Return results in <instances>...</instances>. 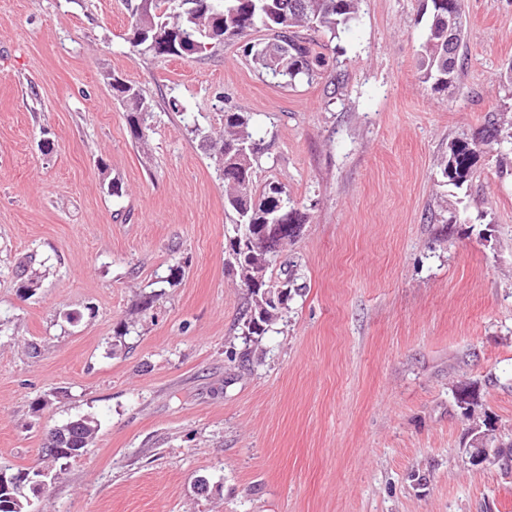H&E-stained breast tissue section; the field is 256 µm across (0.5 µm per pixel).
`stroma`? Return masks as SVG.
<instances>
[{
	"label": "stroma",
	"instance_id": "obj_1",
	"mask_svg": "<svg viewBox=\"0 0 512 512\" xmlns=\"http://www.w3.org/2000/svg\"><path fill=\"white\" fill-rule=\"evenodd\" d=\"M423 3L359 0L291 86L247 61L261 29L156 59L127 0H0V464L98 423L31 512H512V469L465 452L471 423L512 433V0H463L445 93L420 80ZM111 74L152 105L141 143ZM228 109L252 117L256 186L305 216L273 272L300 293L249 346L224 180L188 131ZM491 113L455 188L449 146ZM478 132L481 133L479 142L474 136L471 142L458 141L449 147L448 163L443 174L456 188H462L469 181L477 152L495 140L494 138L498 135L499 126L492 114L488 116L484 126Z\"/></svg>",
	"mask_w": 512,
	"mask_h": 512
}]
</instances>
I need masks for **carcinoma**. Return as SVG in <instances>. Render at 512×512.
Returning a JSON list of instances; mask_svg holds the SVG:
<instances>
[{"label": "carcinoma", "instance_id": "cac0c4a2", "mask_svg": "<svg viewBox=\"0 0 512 512\" xmlns=\"http://www.w3.org/2000/svg\"><path fill=\"white\" fill-rule=\"evenodd\" d=\"M359 0H206V8L190 12L181 6V0H142L131 6V37L133 50L141 54L182 56L192 58L199 54L194 42L214 48L229 37L242 36L262 28L268 32L267 41L247 44L245 56L254 67L288 79V84L298 80H311L315 66L323 55L321 44L300 35V29L313 28L336 38L340 29L348 26L358 11ZM429 8L427 33L419 46L422 60V82L434 92H441L457 85L463 63L455 59L453 70H448V42L455 51L462 45V14L455 15L453 25H448V8L437 0H426ZM173 42L174 50L158 53L152 43ZM283 44L288 47L285 57L275 62L270 46ZM113 100L125 108L131 138L141 141L150 130L151 104L139 89L119 76H112L109 83ZM499 126L490 115L479 130L480 141H458L450 145L448 163L443 174L457 188L470 179L477 152L497 137ZM190 134L216 148L215 157L222 168L224 182L229 189L224 194V204L233 224H251L255 236H261L266 225L283 215L291 217V223H304V215L295 208L284 188L273 182L258 192L254 188V158L258 144L254 138L251 118L245 112H224V132L215 139L204 128L195 124ZM278 253L266 250L262 242L238 256L234 269L239 280H247L258 272H264L263 281L245 284L246 307L243 327L249 336L266 334L278 315L288 308L291 291L283 300L272 302L265 297V290L273 287L272 270ZM97 429V423L89 417L71 420L55 428L58 445L45 448V457L53 464L65 465L78 457L87 447ZM30 503L25 494L0 489V512H28Z\"/></svg>", "mask_w": 512, "mask_h": 512}]
</instances>
